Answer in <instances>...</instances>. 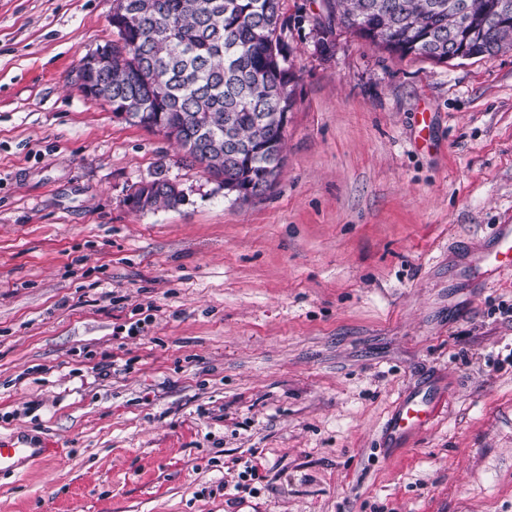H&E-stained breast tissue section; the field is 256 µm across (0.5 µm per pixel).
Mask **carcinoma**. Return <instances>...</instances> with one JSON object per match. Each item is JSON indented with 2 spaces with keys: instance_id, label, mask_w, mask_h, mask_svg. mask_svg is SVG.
Listing matches in <instances>:
<instances>
[{
  "instance_id": "carcinoma-1",
  "label": "carcinoma",
  "mask_w": 512,
  "mask_h": 512,
  "mask_svg": "<svg viewBox=\"0 0 512 512\" xmlns=\"http://www.w3.org/2000/svg\"><path fill=\"white\" fill-rule=\"evenodd\" d=\"M502 0H326L338 25L385 51L438 64L468 41L470 59L512 48V12ZM281 0H114L100 70L91 53L79 66L102 83L100 100L128 105L131 121L162 132L201 165L224 194L258 198L284 167V116L294 104ZM169 180L156 177L153 209L175 208Z\"/></svg>"
}]
</instances>
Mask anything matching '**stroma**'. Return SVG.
Segmentation results:
<instances>
[{
	"mask_svg": "<svg viewBox=\"0 0 512 512\" xmlns=\"http://www.w3.org/2000/svg\"><path fill=\"white\" fill-rule=\"evenodd\" d=\"M321 9L282 0L286 164L241 203L78 90L112 0H0V439L58 450L0 512H512V277L474 269L512 223V50L323 53ZM158 175L184 203L130 209ZM405 395L443 403L393 443Z\"/></svg>",
	"mask_w": 512,
	"mask_h": 512,
	"instance_id": "35a3bbf8",
	"label": "stroma"
}]
</instances>
